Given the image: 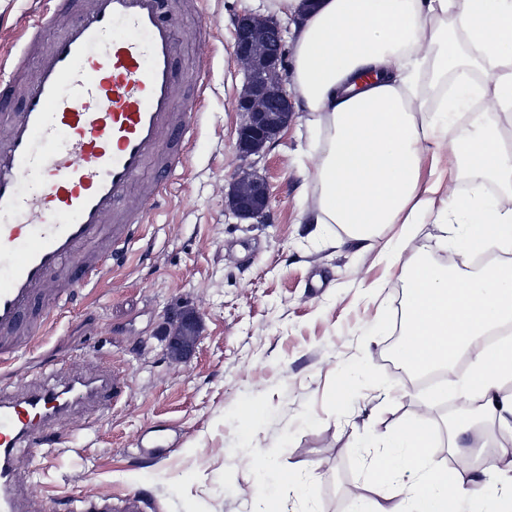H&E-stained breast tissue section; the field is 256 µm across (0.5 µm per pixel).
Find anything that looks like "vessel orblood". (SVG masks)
<instances>
[{
	"label": "vessel or blood",
	"instance_id": "obj_1",
	"mask_svg": "<svg viewBox=\"0 0 512 512\" xmlns=\"http://www.w3.org/2000/svg\"><path fill=\"white\" fill-rule=\"evenodd\" d=\"M58 33L41 43L49 26ZM36 68L19 110L9 108L27 59ZM163 0H43L29 34L0 58V365L13 362L46 321L123 259L119 243L160 202L185 161L195 103L176 105L186 78ZM139 189V212L123 203ZM59 384L0 386V512H39L21 498L19 448L54 445L59 420L95 417L120 389L109 368ZM137 496L102 497L81 512H142Z\"/></svg>",
	"mask_w": 512,
	"mask_h": 512
}]
</instances>
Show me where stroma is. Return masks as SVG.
<instances>
[{
	"mask_svg": "<svg viewBox=\"0 0 512 512\" xmlns=\"http://www.w3.org/2000/svg\"><path fill=\"white\" fill-rule=\"evenodd\" d=\"M263 4L197 0L193 17L177 19L184 63L206 66L208 84L185 167L125 259L0 368V382L21 384L59 360L76 371L100 361L126 386L95 425L73 413L55 428L61 445L18 455L27 494L49 512L131 494L145 512H355V489L375 482V451L364 440L404 425L440 435L433 462L451 484L468 483L485 465L449 446L446 403L423 410L425 391L389 355L404 321L406 264L450 255L456 267H471L462 224L434 220L470 180L451 153L423 154L422 170L440 190L432 217L414 225L397 257L381 249L401 225L359 247L338 225L315 223L308 157L325 133L310 112H295L257 164L272 188L264 223H239L225 208L224 184L239 164L235 100L243 84L234 22ZM38 7L0 0V55L14 52ZM172 308L198 317L181 359L163 330ZM248 404L264 410L262 422L243 418ZM156 424L169 426L173 448L151 458L139 443ZM249 453L263 467H244Z\"/></svg>",
	"mask_w": 512,
	"mask_h": 512,
	"instance_id": "stroma-1",
	"label": "stroma"
}]
</instances>
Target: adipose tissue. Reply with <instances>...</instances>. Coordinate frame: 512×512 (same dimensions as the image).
<instances>
[{
    "label": "adipose tissue",
    "instance_id": "ef3b65f1",
    "mask_svg": "<svg viewBox=\"0 0 512 512\" xmlns=\"http://www.w3.org/2000/svg\"><path fill=\"white\" fill-rule=\"evenodd\" d=\"M265 10L291 22L295 91L325 126L324 148L309 158L318 223L340 225L354 242L388 224L422 223L439 186L422 185L418 159L450 148L473 173L456 203L464 244L491 239L512 248V209L490 204L485 189L493 181L512 190V153L491 127L418 123L427 105L409 91L419 69H451L457 101L476 98L480 89L459 56L464 44L495 81L492 111H511L512 71L498 64L512 58V0H266ZM447 16L456 33L437 27ZM511 378L507 339L473 358L462 390L478 393L485 415H512V394L502 389ZM367 445L378 451L379 486L398 485L401 496L397 507L377 502L369 512H448L447 473L430 463L432 431L402 427ZM405 472L414 479L399 484Z\"/></svg>",
    "mask_w": 512,
    "mask_h": 512
}]
</instances>
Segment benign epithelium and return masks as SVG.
Segmentation results:
<instances>
[{"mask_svg":"<svg viewBox=\"0 0 512 512\" xmlns=\"http://www.w3.org/2000/svg\"><path fill=\"white\" fill-rule=\"evenodd\" d=\"M286 27L273 16L243 14L235 20L233 53L244 73L236 110L237 153L243 161L225 185V206L239 221L258 224L271 204L268 178L244 161L267 151L293 117L292 96L287 90L285 64ZM194 336L193 320L179 321L176 341L183 347Z\"/></svg>","mask_w":512,"mask_h":512,"instance_id":"1","label":"benign epithelium"}]
</instances>
